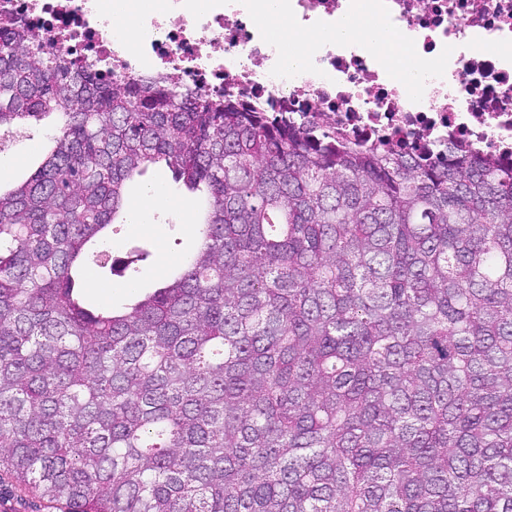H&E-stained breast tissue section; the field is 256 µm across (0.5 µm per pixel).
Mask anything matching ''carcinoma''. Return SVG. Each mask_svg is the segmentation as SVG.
<instances>
[{
	"mask_svg": "<svg viewBox=\"0 0 512 512\" xmlns=\"http://www.w3.org/2000/svg\"><path fill=\"white\" fill-rule=\"evenodd\" d=\"M52 114L0 188V476L62 512H512V164L103 81L0 17V132ZM159 162L198 249L92 305ZM54 115L34 124L26 134L16 137L0 148V182L12 186L26 179L36 169L46 153L48 137L56 130ZM29 136V137H27ZM14 151L19 152L17 158Z\"/></svg>",
	"mask_w": 512,
	"mask_h": 512,
	"instance_id": "cac0c4a2",
	"label": "carcinoma"
}]
</instances>
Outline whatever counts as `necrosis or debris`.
I'll return each mask as SVG.
<instances>
[{
    "label": "necrosis or debris",
    "mask_w": 512,
    "mask_h": 512,
    "mask_svg": "<svg viewBox=\"0 0 512 512\" xmlns=\"http://www.w3.org/2000/svg\"><path fill=\"white\" fill-rule=\"evenodd\" d=\"M0 0V12L32 24L50 51L85 56L106 77L175 78L183 87L280 118L327 119L353 142L399 144L413 158L461 149L512 162V0ZM379 24L405 51L437 67L418 87L356 35L318 46L304 68L288 41L316 37L342 17Z\"/></svg>",
    "instance_id": "obj_1"
}]
</instances>
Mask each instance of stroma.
<instances>
[{
	"instance_id": "1",
	"label": "stroma",
	"mask_w": 512,
	"mask_h": 512,
	"mask_svg": "<svg viewBox=\"0 0 512 512\" xmlns=\"http://www.w3.org/2000/svg\"><path fill=\"white\" fill-rule=\"evenodd\" d=\"M55 117L34 124L26 135L0 147V185L11 186L26 179L40 164L48 139L56 130ZM158 188L168 197L167 206L155 209L148 230L138 231L132 225L115 222L108 246L111 251L112 271L97 274L99 286L112 290V305L121 308L130 304L131 297L123 288L129 276H136L143 290L155 288L178 260L187 257L197 246V238L188 230L197 222L196 212L186 211L185 203L192 194L175 182L171 172L162 166L150 167L139 183L130 188L131 198H139L142 186ZM147 251L143 261H134L135 251Z\"/></svg>"
}]
</instances>
